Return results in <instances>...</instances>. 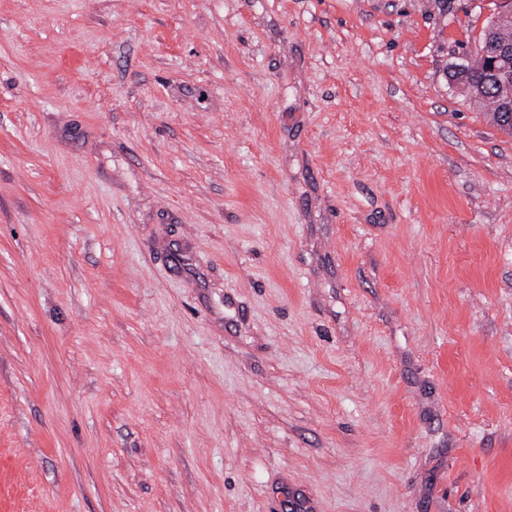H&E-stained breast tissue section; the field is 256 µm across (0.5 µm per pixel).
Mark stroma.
I'll list each match as a JSON object with an SVG mask.
<instances>
[{"mask_svg": "<svg viewBox=\"0 0 512 512\" xmlns=\"http://www.w3.org/2000/svg\"><path fill=\"white\" fill-rule=\"evenodd\" d=\"M487 0H0V512H512Z\"/></svg>", "mask_w": 512, "mask_h": 512, "instance_id": "obj_1", "label": "stroma"}]
</instances>
